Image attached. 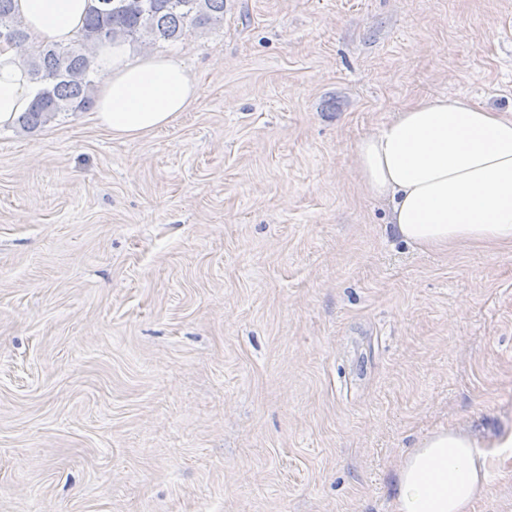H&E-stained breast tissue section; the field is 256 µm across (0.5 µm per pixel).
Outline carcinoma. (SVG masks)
I'll return each instance as SVG.
<instances>
[{"mask_svg": "<svg viewBox=\"0 0 512 512\" xmlns=\"http://www.w3.org/2000/svg\"><path fill=\"white\" fill-rule=\"evenodd\" d=\"M224 9L225 0H93L72 44L32 50L29 67L39 92L17 119L19 128L33 132L60 112L91 109L97 76L93 56L104 42L176 41L188 28L223 22ZM0 39L15 45L28 40L14 0H0Z\"/></svg>", "mask_w": 512, "mask_h": 512, "instance_id": "carcinoma-1", "label": "carcinoma"}]
</instances>
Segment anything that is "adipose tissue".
<instances>
[{
  "instance_id": "ef3b65f1",
  "label": "adipose tissue",
  "mask_w": 512,
  "mask_h": 512,
  "mask_svg": "<svg viewBox=\"0 0 512 512\" xmlns=\"http://www.w3.org/2000/svg\"><path fill=\"white\" fill-rule=\"evenodd\" d=\"M91 0H17L30 42L66 44L79 33ZM95 119L118 138L170 125L197 98L184 65L165 55L137 56L105 44ZM37 94L25 54L0 44V127ZM358 183L392 203L393 233L425 251L464 245L512 248V114L467 97L427 95L395 112L352 151ZM479 441L461 428L423 437L396 477L395 512H471L488 487Z\"/></svg>"
}]
</instances>
